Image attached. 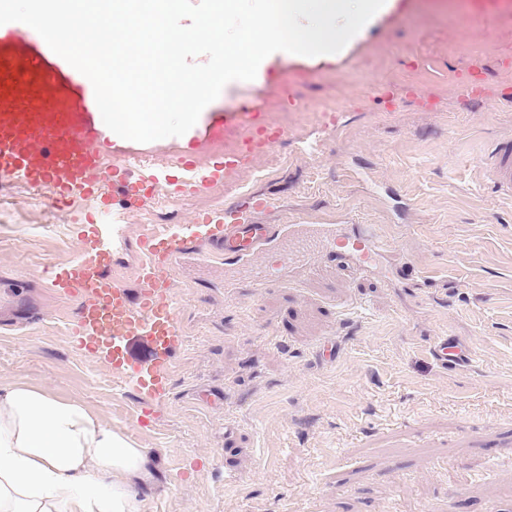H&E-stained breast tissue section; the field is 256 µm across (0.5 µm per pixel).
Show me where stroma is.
I'll list each match as a JSON object with an SVG mask.
<instances>
[{"instance_id": "obj_1", "label": "stroma", "mask_w": 512, "mask_h": 512, "mask_svg": "<svg viewBox=\"0 0 512 512\" xmlns=\"http://www.w3.org/2000/svg\"><path fill=\"white\" fill-rule=\"evenodd\" d=\"M470 79L482 102L460 98ZM250 104L297 117L284 166L254 187L272 201L259 223L385 225L438 287L383 259L364 278L325 262L259 291L239 272L228 288L223 261L193 244L174 282L183 342L144 417L108 347L68 334L79 299L40 276L77 249L70 212L6 184L0 381L80 400L147 448L148 512H512V199L485 177L512 136V0H393L340 54H272L183 136L112 149L164 162ZM148 224L121 218V277ZM446 334L475 361L441 366L428 346Z\"/></svg>"}]
</instances>
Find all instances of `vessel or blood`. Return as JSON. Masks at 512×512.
Returning a JSON list of instances; mask_svg holds the SVG:
<instances>
[{"mask_svg":"<svg viewBox=\"0 0 512 512\" xmlns=\"http://www.w3.org/2000/svg\"><path fill=\"white\" fill-rule=\"evenodd\" d=\"M20 29L17 22L0 25V181L16 179L49 189L58 203L96 196L134 212L149 205L161 186L177 199L223 183L229 172L282 139L281 132L258 124L256 113L247 110L234 116L238 126L253 130L239 152L213 151L203 166L190 152L169 168L138 160L112 166L106 161L112 133L97 122L89 79L45 41L28 40ZM488 177L498 192L512 196V139L497 142ZM267 206L265 198L255 196L201 213L192 223L143 235L130 284L112 272L105 224L81 214L74 218L76 254L45 266L43 279L54 293L81 298L71 334L110 341L113 370L149 401L165 386L173 349L182 341L172 288L176 263L190 243L203 241L223 253L225 264L248 271L257 288L316 256L335 264L339 273L359 277L377 257L394 252L374 224L349 234L335 224L311 232L302 224L257 223V214Z\"/></svg>","mask_w":512,"mask_h":512,"instance_id":"vessel-or-blood-1","label":"vessel or blood"}]
</instances>
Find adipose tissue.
<instances>
[{
  "label": "adipose tissue",
  "instance_id": "obj_1",
  "mask_svg": "<svg viewBox=\"0 0 512 512\" xmlns=\"http://www.w3.org/2000/svg\"><path fill=\"white\" fill-rule=\"evenodd\" d=\"M146 449L76 400L0 385V512H146Z\"/></svg>",
  "mask_w": 512,
  "mask_h": 512
}]
</instances>
